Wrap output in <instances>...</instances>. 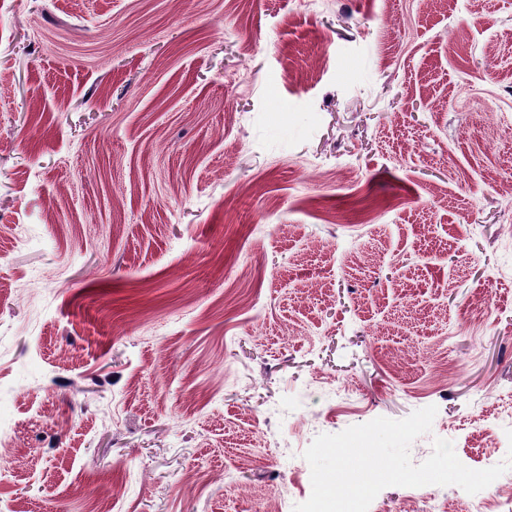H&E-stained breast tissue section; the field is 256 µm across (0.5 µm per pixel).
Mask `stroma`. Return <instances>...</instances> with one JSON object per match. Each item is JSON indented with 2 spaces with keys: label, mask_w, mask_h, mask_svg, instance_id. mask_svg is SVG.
I'll return each mask as SVG.
<instances>
[{
  "label": "stroma",
  "mask_w": 512,
  "mask_h": 512,
  "mask_svg": "<svg viewBox=\"0 0 512 512\" xmlns=\"http://www.w3.org/2000/svg\"><path fill=\"white\" fill-rule=\"evenodd\" d=\"M509 181L512 0H0V512H293L431 405L505 461Z\"/></svg>",
  "instance_id": "1"
}]
</instances>
